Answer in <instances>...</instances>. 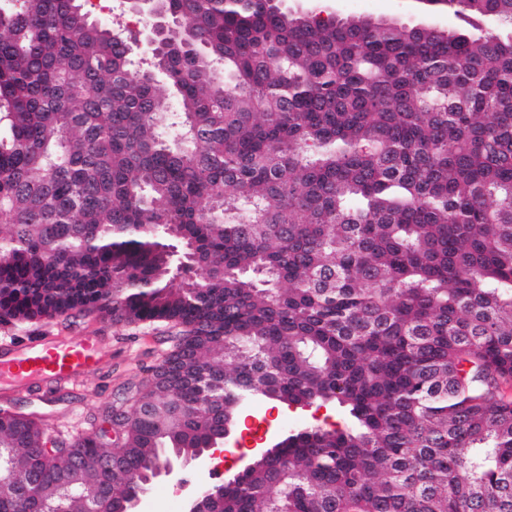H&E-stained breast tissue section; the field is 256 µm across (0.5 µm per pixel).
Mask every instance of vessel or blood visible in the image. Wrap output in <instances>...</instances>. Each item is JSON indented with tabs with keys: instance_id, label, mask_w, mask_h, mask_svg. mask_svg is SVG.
<instances>
[{
	"instance_id": "b4317fda",
	"label": "vessel or blood",
	"mask_w": 512,
	"mask_h": 512,
	"mask_svg": "<svg viewBox=\"0 0 512 512\" xmlns=\"http://www.w3.org/2000/svg\"><path fill=\"white\" fill-rule=\"evenodd\" d=\"M53 347V353L46 355L1 340L0 368L12 371L22 385L33 380L62 385L78 382L102 360L94 340L89 337L79 338L73 343L57 341Z\"/></svg>"
}]
</instances>
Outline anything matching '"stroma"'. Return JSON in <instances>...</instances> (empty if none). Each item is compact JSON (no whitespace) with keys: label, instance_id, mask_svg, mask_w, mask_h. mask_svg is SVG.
<instances>
[{"label":"stroma","instance_id":"1","mask_svg":"<svg viewBox=\"0 0 512 512\" xmlns=\"http://www.w3.org/2000/svg\"><path fill=\"white\" fill-rule=\"evenodd\" d=\"M289 11L324 10L339 16H363L400 23H434L444 28L457 26L458 21L447 9L427 8L422 0H284ZM174 330L171 323L115 322L96 314L73 310L52 319L32 322H0V337L10 336L19 341L46 339H78L96 337L104 354L103 364L90 370L77 383L63 386L40 384L27 388L0 383V406L9 405L19 411L41 415L50 433L67 437L92 432L101 423L106 407L111 406L130 383L151 372L169 352ZM272 412L275 419L262 441L271 447L284 433L322 421L341 425L346 421L343 411L334 405L326 409H290L278 402L254 399L242 408L243 415ZM230 452L221 473L190 465L182 474L184 488L179 501H172L171 483L160 480L152 488V512H185L190 494L200 487L216 485L218 477L238 473L249 463V456L234 453L233 439H226Z\"/></svg>","mask_w":512,"mask_h":512}]
</instances>
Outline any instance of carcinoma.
Segmentation results:
<instances>
[{
  "instance_id": "obj_1",
  "label": "carcinoma",
  "mask_w": 512,
  "mask_h": 512,
  "mask_svg": "<svg viewBox=\"0 0 512 512\" xmlns=\"http://www.w3.org/2000/svg\"><path fill=\"white\" fill-rule=\"evenodd\" d=\"M463 26L162 0L153 67L83 0L0 7V319L167 320L121 448L0 408L50 480L0 512H118L241 402L336 404L210 488L221 512H512V0ZM112 456V472L98 468ZM43 449L48 457L54 459L57 467L72 473L82 471L81 459L70 448H64L52 439H48V444Z\"/></svg>"
}]
</instances>
